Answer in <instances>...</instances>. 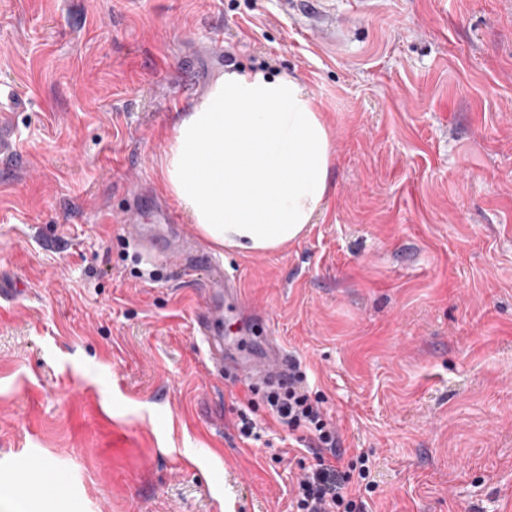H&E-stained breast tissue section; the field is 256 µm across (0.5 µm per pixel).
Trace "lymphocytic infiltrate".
<instances>
[{"instance_id":"1","label":"lymphocytic infiltrate","mask_w":512,"mask_h":512,"mask_svg":"<svg viewBox=\"0 0 512 512\" xmlns=\"http://www.w3.org/2000/svg\"><path fill=\"white\" fill-rule=\"evenodd\" d=\"M305 374L295 371L287 387L268 391L265 401L289 431L302 433L318 446L316 462L306 469L294 489L295 512H364L363 484L371 476L368 454H359L344 478H337L339 433L319 398L303 386Z\"/></svg>"}]
</instances>
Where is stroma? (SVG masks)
<instances>
[{"mask_svg":"<svg viewBox=\"0 0 512 512\" xmlns=\"http://www.w3.org/2000/svg\"><path fill=\"white\" fill-rule=\"evenodd\" d=\"M0 0L23 161L0 168V489L16 512H290L313 448L197 334L204 275L102 214L165 197L179 113L228 64L298 77L332 190L282 250H220L337 423L365 512H512V0ZM224 38V58L208 45ZM249 410L255 437H241Z\"/></svg>","mask_w":512,"mask_h":512,"instance_id":"1","label":"stroma"}]
</instances>
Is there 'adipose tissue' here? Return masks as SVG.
Returning <instances> with one entry per match:
<instances>
[{"mask_svg":"<svg viewBox=\"0 0 512 512\" xmlns=\"http://www.w3.org/2000/svg\"><path fill=\"white\" fill-rule=\"evenodd\" d=\"M333 162L330 131L297 77L231 66L173 124L159 178L205 240L249 256L307 234Z\"/></svg>","mask_w":512,"mask_h":512,"instance_id":"adipose-tissue-1","label":"adipose tissue"}]
</instances>
